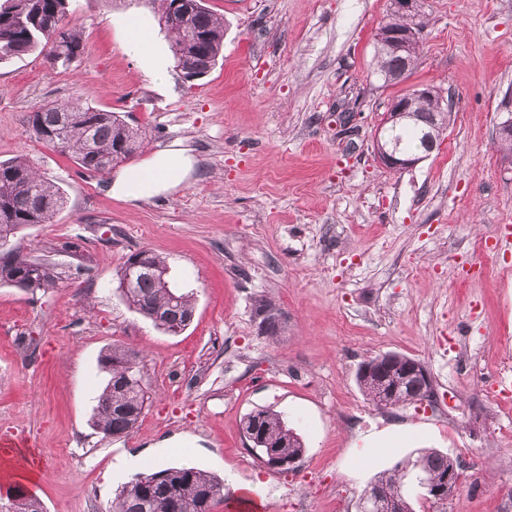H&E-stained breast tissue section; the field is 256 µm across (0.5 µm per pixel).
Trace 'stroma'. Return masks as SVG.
<instances>
[{"label": "stroma", "mask_w": 512, "mask_h": 512, "mask_svg": "<svg viewBox=\"0 0 512 512\" xmlns=\"http://www.w3.org/2000/svg\"><path fill=\"white\" fill-rule=\"evenodd\" d=\"M224 48L204 78H145L127 30L157 0H72L86 52L70 69L33 53L0 64V161L24 155L60 182L66 205L22 232L61 277L36 295L0 286V482L33 468L45 512H107L152 465L224 482L223 507L251 492L263 512H358L397 462L435 449L462 465L444 503L407 487L413 512H512V159L497 147L512 95V0H426L411 76L383 83L375 34L387 0H206ZM412 86L452 99L430 155L391 171L373 152L391 102ZM84 94L144 127L135 162L180 140L193 175L170 194L112 198V176L81 171L35 141L39 105ZM167 260L195 312L172 335L130 309L117 272L133 251ZM272 312L275 332L263 317ZM141 351L148 380L135 432L91 424L111 346ZM419 359L433 402L376 407L366 359ZM301 437L295 467L249 449L251 412Z\"/></svg>", "instance_id": "stroma-1"}]
</instances>
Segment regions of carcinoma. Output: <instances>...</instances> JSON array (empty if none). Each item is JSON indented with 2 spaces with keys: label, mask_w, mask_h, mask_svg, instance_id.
Segmentation results:
<instances>
[{
  "label": "carcinoma",
  "mask_w": 512,
  "mask_h": 512,
  "mask_svg": "<svg viewBox=\"0 0 512 512\" xmlns=\"http://www.w3.org/2000/svg\"><path fill=\"white\" fill-rule=\"evenodd\" d=\"M71 0H3L0 3V63L36 51H48L53 63L69 69L80 59L86 45L77 27L68 23ZM159 23L168 34L169 48L177 65L186 62L190 72L185 79L206 76L216 65L224 46V22L209 10L203 0H161ZM419 55L394 52L375 61V73L387 78L398 73L409 78ZM29 132L38 142L51 145L68 155L73 163L88 173L109 172L128 161L143 147L146 132L132 126L119 112L92 105L78 94L65 102L37 107L28 118ZM382 135L398 143L400 150L420 155L431 151L421 127L402 123L383 129ZM64 203V190L41 175L27 157L21 155L0 162V232L11 233L14 253L0 256V286L19 288L35 294L47 292L59 279L55 267L33 260L31 272L23 260L29 257L20 242V234L32 224H50ZM152 264L167 269L166 258L150 249L130 254L119 270L124 279L130 266ZM126 304L148 320L153 314H171L183 324L195 310L193 296L171 286L158 284L150 275L136 278L135 287L121 289ZM370 378L356 376L366 396L373 393L386 359L373 357ZM100 367L108 374L105 388L92 416V425L112 437H127L138 426L149 400L144 365L138 352L121 346L107 349L100 357ZM257 433L272 442L274 454L288 459L305 451L300 438L285 433L286 423L270 411L261 410L254 418ZM423 461L431 478L443 479L459 467L456 458L427 449L416 459L396 465L372 484V489L387 496L403 494L405 480L414 475L417 461ZM223 483L214 475L196 467L153 466L123 484L113 499L109 512H213L223 499ZM5 512H43L40 499L19 482L0 491Z\"/></svg>",
  "instance_id": "cac0c4a2"
}]
</instances>
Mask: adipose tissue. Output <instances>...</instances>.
Listing matches in <instances>:
<instances>
[{"label": "adipose tissue", "mask_w": 512, "mask_h": 512, "mask_svg": "<svg viewBox=\"0 0 512 512\" xmlns=\"http://www.w3.org/2000/svg\"><path fill=\"white\" fill-rule=\"evenodd\" d=\"M195 164L191 148L183 142H173L142 165L120 171L112 182V195L133 202L171 193L191 177Z\"/></svg>", "instance_id": "adipose-tissue-1"}]
</instances>
